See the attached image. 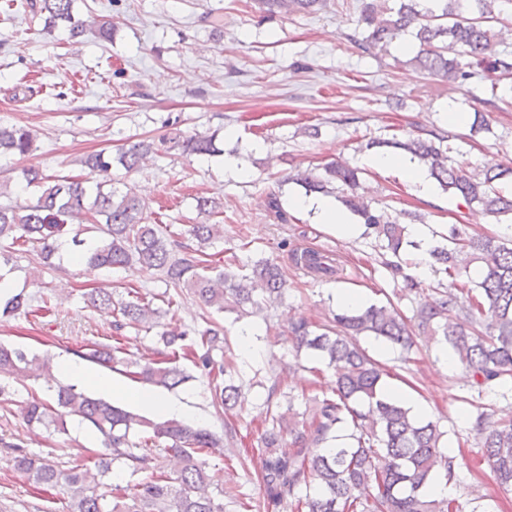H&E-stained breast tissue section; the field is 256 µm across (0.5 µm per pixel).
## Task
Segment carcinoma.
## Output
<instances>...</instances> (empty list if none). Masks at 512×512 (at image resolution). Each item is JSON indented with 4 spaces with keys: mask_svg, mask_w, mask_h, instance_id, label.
<instances>
[{
    "mask_svg": "<svg viewBox=\"0 0 512 512\" xmlns=\"http://www.w3.org/2000/svg\"><path fill=\"white\" fill-rule=\"evenodd\" d=\"M432 9L419 8L418 0H358L355 42L365 49L387 50L393 39L409 33L419 49L413 57L419 68L449 88L469 80L475 69L495 75L492 97H497L499 77L512 75V56L497 50L500 34L495 24L512 12V0H434ZM269 14L312 13L327 7V0H261ZM74 0H37L32 4L45 17V27L69 28L72 37L87 33L107 40L112 28L107 22L79 21L73 15ZM34 133L25 126L0 123V156L26 155L33 147ZM367 147H391L425 167L431 178L469 207L477 206L496 221H512V191L502 185L512 181V166L491 165L477 173L466 171L451 153L442 134L415 136L406 140L375 139ZM178 150L189 156L215 155L220 149L215 136L182 135L174 127L157 140L130 144L118 157L99 151L83 164L93 175H112L113 164L130 173L148 156ZM361 171L331 161L315 171L288 175L307 194H334L336 199L372 234L383 267L395 274L402 267L396 258L404 250L406 225L423 222L416 211L391 214L372 206L360 193ZM17 182L35 189L22 203L0 205V241L30 244L39 249L41 263L52 265L60 237L68 234V222L88 216L86 232L100 234L98 243L86 245L80 234L72 237L79 259L112 269H135L157 274L164 283L182 288L205 307L232 313L242 320L283 304L287 284L281 267L261 258L249 272L220 268L207 259L204 246L224 238V225L211 222L221 213V204L210 198L198 200L205 219L184 231L197 247L182 245L180 233L170 224H158L146 215L145 202L127 194L104 189L95 179L46 176L24 169ZM295 265L315 277L333 279L337 271L328 256L306 250L293 254ZM428 264L436 273L456 280V291H442L416 313L419 324L441 337L467 372L473 386L481 390L512 381V247L494 236L469 237L454 225L443 241L429 250ZM87 306L108 310L120 331L125 327L157 328L159 340L172 357L138 365L137 375L146 383L177 388L191 376L178 365L179 355H192L195 368L209 379L212 404L229 412L241 396L239 372L233 362H218L213 353L224 352L225 331L207 324L186 343L187 333L167 328L163 319L170 310L153 306L140 296L112 300V294L92 290L82 293ZM31 300L23 293L0 295V317L27 312ZM333 326L320 325L305 316L288 321V336L296 352L303 350L325 361L334 371L332 394L313 396L312 408L302 413L293 405L268 419L260 435L266 454L261 482L267 500L287 504L295 512H453L452 502L432 499L426 487L439 477L456 476V458L440 451L445 432L427 417L410 414L400 402L384 393L385 369L357 342L361 336L398 346L413 344L406 318L391 304H370L333 314ZM121 347L99 344L84 354L96 363L120 362ZM52 359L28 356L24 351L0 343V382L42 373L52 375ZM55 405L37 398L22 407V417L31 427L67 432V418L75 417L98 434L103 451L93 465L60 470L46 460L16 450L15 471L45 490L61 489L68 499V512H224V499L238 494L224 488L209 470L203 452L231 442L236 429L225 424L217 436L175 419L160 420L116 406L77 390L59 385ZM480 448L500 487L512 491V422L501 423L485 414ZM346 432L347 443L327 453L309 452L336 440ZM176 459V478L168 477L159 464L155 448ZM130 475H142L132 485L109 484L105 478L115 464Z\"/></svg>",
    "mask_w": 512,
    "mask_h": 512,
    "instance_id": "carcinoma-1",
    "label": "carcinoma"
}]
</instances>
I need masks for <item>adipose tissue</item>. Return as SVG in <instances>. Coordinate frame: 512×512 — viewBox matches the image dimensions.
Segmentation results:
<instances>
[{
  "label": "adipose tissue",
  "instance_id": "ef3b65f1",
  "mask_svg": "<svg viewBox=\"0 0 512 512\" xmlns=\"http://www.w3.org/2000/svg\"><path fill=\"white\" fill-rule=\"evenodd\" d=\"M302 211L312 212L319 223L336 233L339 238L351 240L362 232L361 225L352 223L348 214L334 199L329 197L299 196L293 201ZM60 373L77 384L92 385L113 395L130 400L153 414L167 419H181L186 406L183 402L158 394L151 386H132L89 369L80 361L65 358L58 365Z\"/></svg>",
  "mask_w": 512,
  "mask_h": 512
}]
</instances>
